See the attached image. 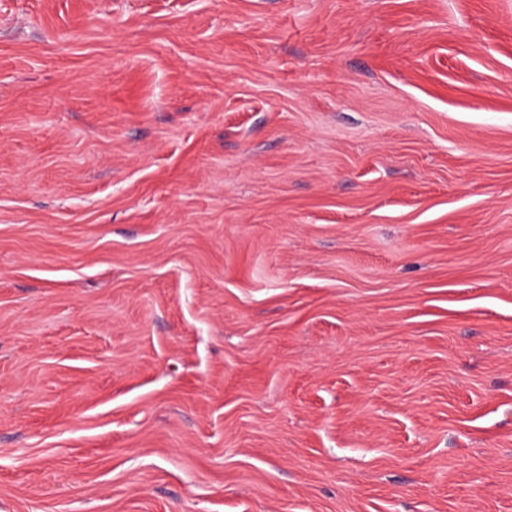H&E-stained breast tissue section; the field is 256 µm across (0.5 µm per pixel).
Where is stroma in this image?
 <instances>
[{
    "instance_id": "stroma-1",
    "label": "stroma",
    "mask_w": 512,
    "mask_h": 512,
    "mask_svg": "<svg viewBox=\"0 0 512 512\" xmlns=\"http://www.w3.org/2000/svg\"><path fill=\"white\" fill-rule=\"evenodd\" d=\"M0 512H512V0H0Z\"/></svg>"
}]
</instances>
